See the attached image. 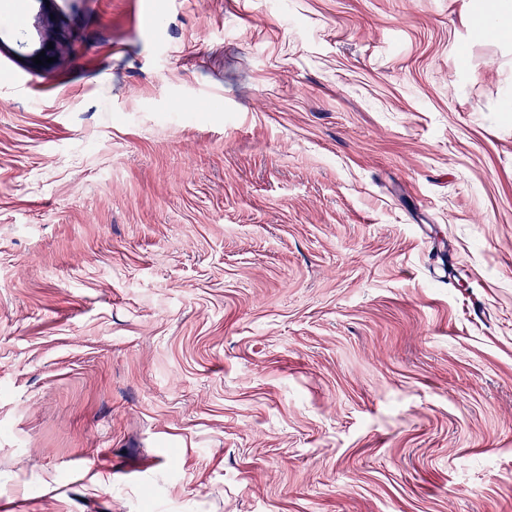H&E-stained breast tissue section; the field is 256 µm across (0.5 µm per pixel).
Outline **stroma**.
<instances>
[{
    "label": "stroma",
    "mask_w": 512,
    "mask_h": 512,
    "mask_svg": "<svg viewBox=\"0 0 512 512\" xmlns=\"http://www.w3.org/2000/svg\"><path fill=\"white\" fill-rule=\"evenodd\" d=\"M19 20L0 512H512V38L474 0Z\"/></svg>",
    "instance_id": "obj_1"
}]
</instances>
